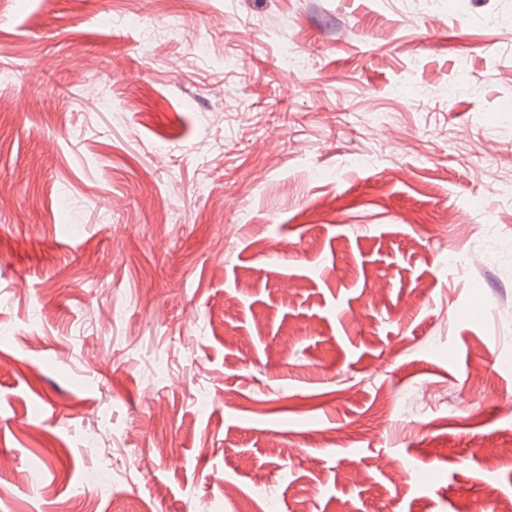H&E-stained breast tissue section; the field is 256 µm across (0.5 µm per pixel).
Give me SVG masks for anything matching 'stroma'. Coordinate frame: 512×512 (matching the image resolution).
Listing matches in <instances>:
<instances>
[{"instance_id": "stroma-1", "label": "stroma", "mask_w": 512, "mask_h": 512, "mask_svg": "<svg viewBox=\"0 0 512 512\" xmlns=\"http://www.w3.org/2000/svg\"><path fill=\"white\" fill-rule=\"evenodd\" d=\"M1 328L0 512H501L512 0H0Z\"/></svg>"}]
</instances>
